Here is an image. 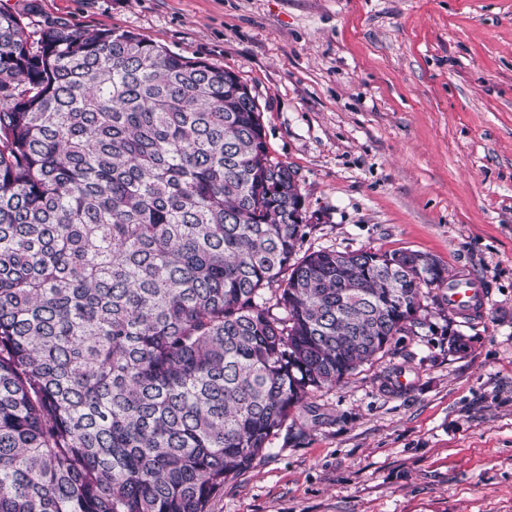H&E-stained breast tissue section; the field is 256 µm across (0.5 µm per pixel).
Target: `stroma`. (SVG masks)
Instances as JSON below:
<instances>
[{
	"label": "stroma",
	"mask_w": 512,
	"mask_h": 512,
	"mask_svg": "<svg viewBox=\"0 0 512 512\" xmlns=\"http://www.w3.org/2000/svg\"><path fill=\"white\" fill-rule=\"evenodd\" d=\"M37 4L237 74L303 195L301 251H420L491 291L311 395L209 512H512V0Z\"/></svg>",
	"instance_id": "1"
}]
</instances>
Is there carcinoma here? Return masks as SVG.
<instances>
[{
  "mask_svg": "<svg viewBox=\"0 0 512 512\" xmlns=\"http://www.w3.org/2000/svg\"><path fill=\"white\" fill-rule=\"evenodd\" d=\"M303 198L233 72L0 10V512H209L445 266L300 252Z\"/></svg>",
  "mask_w": 512,
  "mask_h": 512,
  "instance_id": "obj_1",
  "label": "carcinoma"
}]
</instances>
